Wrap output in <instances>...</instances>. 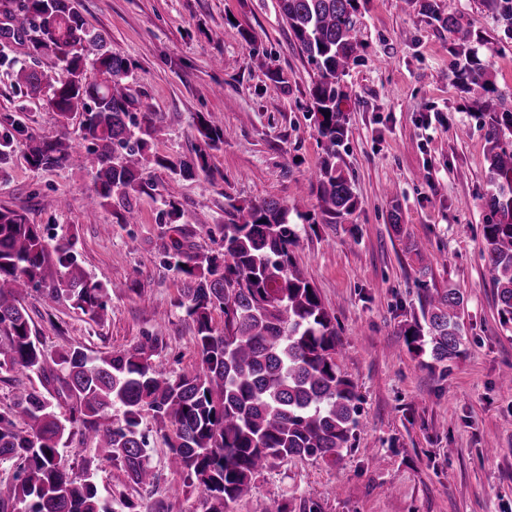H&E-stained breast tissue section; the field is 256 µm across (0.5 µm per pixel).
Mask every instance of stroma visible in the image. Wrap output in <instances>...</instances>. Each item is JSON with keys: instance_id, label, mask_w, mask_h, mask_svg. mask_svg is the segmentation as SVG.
I'll return each mask as SVG.
<instances>
[{"instance_id": "stroma-1", "label": "stroma", "mask_w": 512, "mask_h": 512, "mask_svg": "<svg viewBox=\"0 0 512 512\" xmlns=\"http://www.w3.org/2000/svg\"><path fill=\"white\" fill-rule=\"evenodd\" d=\"M442 12L474 20L486 43L479 52L491 81L512 108V40L481 18L477 0H438ZM90 28L108 34L114 53L134 63L131 93L140 112L157 113L154 151L184 155L195 142L196 113L224 128V146L207 171L183 179L149 168L152 195L140 196L137 221L117 223L112 207H92L93 176L76 166L44 169L27 159L34 135L80 143V117L63 119L18 90L14 71L27 48L0 38V116L25 132L0 158V207L26 211L51 243L71 241L79 265L111 291L106 318L94 323L68 303L39 294L25 303L39 340L51 353L72 347L90 356L127 349L168 315L159 362L179 374L197 359L194 332L177 306L181 284L163 262L177 238L208 252L217 244L205 227L224 220V197L253 203L274 197L306 211L316 203L307 178L320 160L316 121L308 109L312 67L280 17L276 0H74ZM365 48L342 84L347 139L342 166L360 201L344 227L318 225L295 249L303 275L336 318L339 363L357 386L362 424L340 460L279 459L256 478L251 493L228 512H272L304 499L315 512H512V390L500 376L512 368V332L504 331L484 274L482 197L486 142L478 116L483 92L456 77L453 38L439 23L402 11L398 0H369ZM265 67H258L256 54ZM279 72L283 84L270 79ZM294 157L284 168V156ZM65 196L60 211L44 199ZM182 204L178 229L161 224V199ZM401 212L393 229L392 209ZM111 232H104V225ZM418 243L424 259L410 253ZM449 287L465 296V341L459 357L430 368L411 355L403 332L425 297ZM151 487L127 482L102 460L91 438L74 436L63 453L72 473L84 459L114 512L122 499L166 512H204L198 492H170L180 483L166 461L170 428L145 416Z\"/></svg>"}]
</instances>
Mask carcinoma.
Instances as JSON below:
<instances>
[{"label":"carcinoma","mask_w":512,"mask_h":512,"mask_svg":"<svg viewBox=\"0 0 512 512\" xmlns=\"http://www.w3.org/2000/svg\"><path fill=\"white\" fill-rule=\"evenodd\" d=\"M299 51L314 67L310 111L317 119L322 155L309 179L317 206L296 212L307 227L346 224L359 199L341 165L347 136L341 108L342 77L364 48L361 8L367 0H276ZM438 22L458 41L455 75L484 91L482 129L486 141V222L482 259L494 289L501 326L512 329V109L488 79L487 66L472 47L483 32L454 14L443 16L437 0H400ZM480 13L512 39V0H478ZM19 28L0 34L27 44L36 61L54 58L66 73L52 79L21 65L17 81L33 103L63 119L82 114L85 150L28 136V155L37 167L78 166L94 174L90 203L118 200L116 219H135L133 200L151 194L148 166L191 178L209 167L211 152L224 144V129L196 115L197 144L187 155L151 153L160 131L156 114H133L129 94L132 63L112 52L104 33L91 30L73 0H21ZM97 78L88 77V72ZM20 129L0 117V158L9 155ZM224 223L205 225L219 250L199 253L173 240L163 245L165 264L180 277L178 307L194 327L196 366L178 375L156 361L164 324L129 349L93 358L72 347L49 354L33 332L23 298L35 290L67 302L94 322L108 309L103 289L78 266L69 243L50 245L41 225L27 213L0 208V372L37 378L40 387L15 395L0 409V462L16 465L14 482L0 484V512H112L87 478L73 476L63 455L75 433H90L103 459L119 465L128 481L149 487L157 481L148 437L141 429L150 414L172 428L168 466L182 489L201 493L205 512H226L247 496L255 476L272 461L315 458L336 462L359 425V396L338 364L336 318L318 289L297 266L294 248L302 227L289 219L288 205L275 198L258 203L224 196ZM183 211L173 197L163 200L159 219L175 224ZM224 314V330L213 311ZM409 351L443 365L461 352L464 295L448 288L429 295L421 319L404 330ZM64 404L65 414L56 411ZM120 416L112 417V408Z\"/></svg>","instance_id":"1"}]
</instances>
